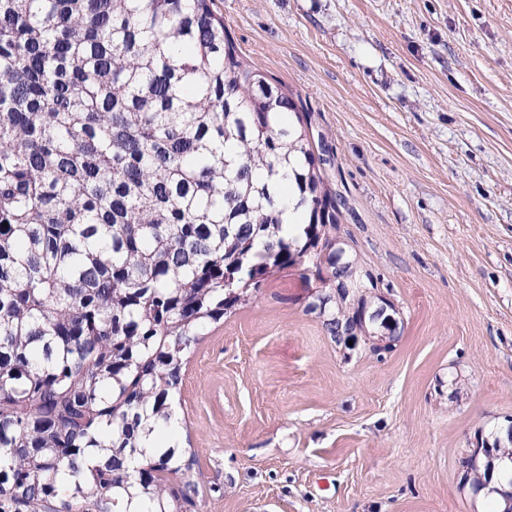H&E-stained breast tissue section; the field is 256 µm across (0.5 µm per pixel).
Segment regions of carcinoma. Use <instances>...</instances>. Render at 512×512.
Here are the masks:
<instances>
[{
  "label": "carcinoma",
  "instance_id": "cac0c4a2",
  "mask_svg": "<svg viewBox=\"0 0 512 512\" xmlns=\"http://www.w3.org/2000/svg\"><path fill=\"white\" fill-rule=\"evenodd\" d=\"M310 131L214 0H0V512H129L134 488L140 512H190L195 456L142 438L200 330L275 274L327 265V333L364 329ZM499 451L463 459L473 489L480 456L512 487Z\"/></svg>",
  "mask_w": 512,
  "mask_h": 512
}]
</instances>
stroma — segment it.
Instances as JSON below:
<instances>
[{
	"label": "stroma",
	"instance_id": "obj_1",
	"mask_svg": "<svg viewBox=\"0 0 512 512\" xmlns=\"http://www.w3.org/2000/svg\"><path fill=\"white\" fill-rule=\"evenodd\" d=\"M300 100L374 286L352 344L295 267L207 325L173 403L198 512H492L512 430V0H215ZM491 446V448H490ZM500 451L499 441H495L492 445H489L486 441L481 442L480 448H475L469 457H466L462 461V466L464 469V480L466 483L471 485V487L476 490L479 489L480 484H484L480 478L478 477V457L482 455L487 459V466H489V461L492 459H501V467H500V475L501 478L506 482H500L497 480L496 476L492 477V480L487 485V487L483 490L489 497L493 500L497 501L500 505L501 509H504L506 506V498L503 495L504 492H508L512 487V477L510 476V466L512 463V450L508 451L505 455V452L498 457V452Z\"/></svg>",
	"mask_w": 512,
	"mask_h": 512
}]
</instances>
